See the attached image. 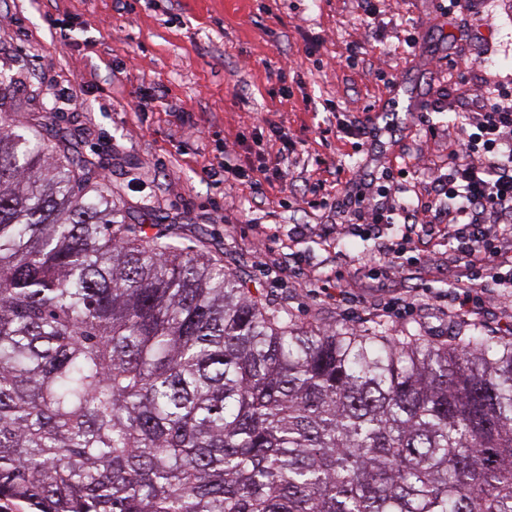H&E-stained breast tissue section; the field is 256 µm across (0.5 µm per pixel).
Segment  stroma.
<instances>
[{"label": "stroma", "instance_id": "stroma-1", "mask_svg": "<svg viewBox=\"0 0 512 512\" xmlns=\"http://www.w3.org/2000/svg\"><path fill=\"white\" fill-rule=\"evenodd\" d=\"M0 65L15 78L0 108L43 115L132 224L292 320L433 342L512 332L507 285L480 311L431 306L467 274L443 228L398 269L374 266L400 228L353 223L349 206L429 197L465 114L486 88L512 92V0L457 17L441 0H0ZM274 129L286 155L266 145ZM221 160L242 182L206 174ZM265 168L284 179L250 189ZM384 171L398 194L364 193Z\"/></svg>", "mask_w": 512, "mask_h": 512}]
</instances>
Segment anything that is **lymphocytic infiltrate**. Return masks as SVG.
I'll list each match as a JSON object with an SVG mask.
<instances>
[{
	"instance_id": "lymphocytic-infiltrate-1",
	"label": "lymphocytic infiltrate",
	"mask_w": 512,
	"mask_h": 512,
	"mask_svg": "<svg viewBox=\"0 0 512 512\" xmlns=\"http://www.w3.org/2000/svg\"><path fill=\"white\" fill-rule=\"evenodd\" d=\"M465 121L470 131L450 150L436 196L375 211L373 223L401 225L399 242L385 245L378 261L394 263L411 251L421 229L444 224L485 281L512 282V269L503 270L499 262L512 247V97L489 96L486 111Z\"/></svg>"
}]
</instances>
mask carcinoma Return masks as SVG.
<instances>
[{
	"label": "carcinoma",
	"instance_id": "cac0c4a2",
	"mask_svg": "<svg viewBox=\"0 0 512 512\" xmlns=\"http://www.w3.org/2000/svg\"><path fill=\"white\" fill-rule=\"evenodd\" d=\"M0 117V503L512 512V340L293 322Z\"/></svg>",
	"mask_w": 512,
	"mask_h": 512
}]
</instances>
